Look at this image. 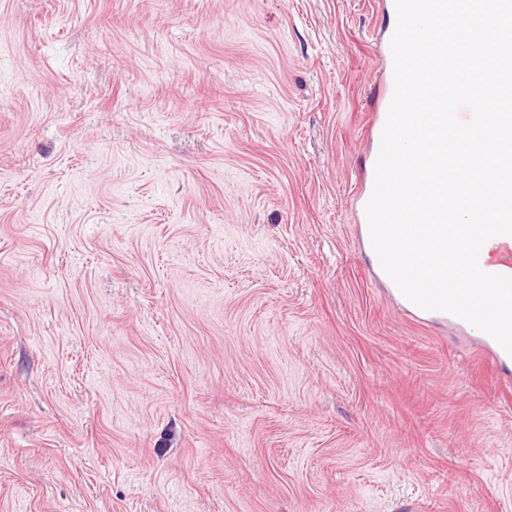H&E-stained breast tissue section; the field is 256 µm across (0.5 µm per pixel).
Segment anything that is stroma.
<instances>
[{
	"mask_svg": "<svg viewBox=\"0 0 512 512\" xmlns=\"http://www.w3.org/2000/svg\"><path fill=\"white\" fill-rule=\"evenodd\" d=\"M389 0H0V512H512V361L359 220Z\"/></svg>",
	"mask_w": 512,
	"mask_h": 512,
	"instance_id": "35a3bbf8",
	"label": "stroma"
}]
</instances>
